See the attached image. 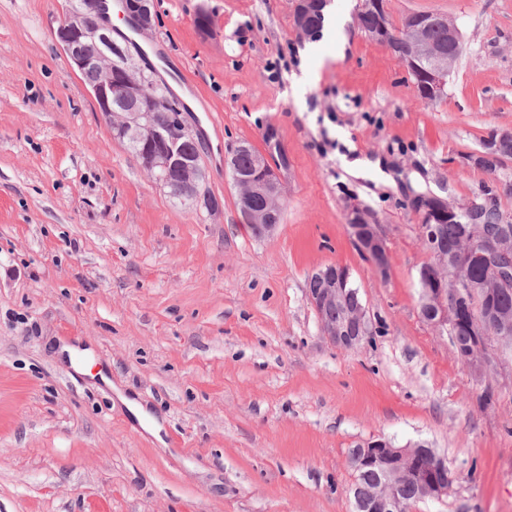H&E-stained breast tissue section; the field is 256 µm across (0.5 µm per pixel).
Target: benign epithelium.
Wrapping results in <instances>:
<instances>
[{
	"instance_id": "benign-epithelium-1",
	"label": "benign epithelium",
	"mask_w": 512,
	"mask_h": 512,
	"mask_svg": "<svg viewBox=\"0 0 512 512\" xmlns=\"http://www.w3.org/2000/svg\"><path fill=\"white\" fill-rule=\"evenodd\" d=\"M322 6V0H296L295 20L297 31L304 32L307 19ZM97 8L107 10L106 0H79L67 19L59 25L56 40L70 62L81 72L92 68L97 81L92 95L99 112L105 117L113 131L120 137H129L134 142L136 154L143 168L152 179L170 194L189 205L204 204L210 210L220 207L218 200L201 197V183L205 170L201 155L184 153L183 139L193 138L186 127L177 135L169 129L164 115L170 110V98L161 86L145 76L128 49L112 40V27L108 25L89 27L84 23L85 14ZM123 16L128 18L141 33L151 31L154 22L153 0H131ZM414 23L407 29L403 40L400 62L407 71L415 75L416 97L424 101H435L446 94L448 75L461 46L462 33L458 24L443 14L415 13ZM439 22L448 26V51L436 48L428 39L429 26ZM364 33L371 39L391 47V28L382 20L378 26L367 28ZM85 43L99 45L98 55L89 58L82 51ZM512 139L511 131L493 132L485 143L484 151L469 155L466 160L473 165L487 158L490 149L501 141ZM267 148L262 153L256 172L242 175L235 168L236 152L246 149L240 144L226 159L232 180L239 189V196H261L266 206L261 211L242 209L247 224H253L264 237L274 235L278 228L276 217L283 205L284 186L281 171L286 165H275L270 154L285 155L282 144L274 130L267 132ZM421 222L423 242L438 259L435 284L424 289L422 304L429 315L428 322L438 330H448L458 321L459 310L468 307L470 296L479 293L489 296L491 290L465 280L464 273L474 258H482L492 271L495 283L506 287L512 283V269L502 261L508 256L507 246L512 244V227L500 224L499 234L491 244L476 242L462 254L452 251L443 253L435 246L436 223L446 219L458 224H487L494 212L488 197H474L458 204L434 195L421 196L413 203ZM350 234L360 252L370 258L381 275L389 268L388 250L377 230L378 221L373 212L365 207L353 206L346 214ZM309 278L321 283L319 288L309 289V299L320 318L322 335L333 345L344 349H355L372 334L366 307L359 303L346 302V288L351 278L350 270L341 265L326 264L311 271ZM458 304L448 306V296ZM343 308L340 317L329 316L337 308ZM470 327L476 343L465 356L466 364L476 377L483 376L492 364L488 355L485 320L475 317ZM353 460L360 468L376 470L381 478L367 512H408L409 507L398 495L400 484L412 480L420 487L421 499L441 500L448 496L457 481L456 473L424 444L396 446L386 438H371L353 449Z\"/></svg>"
}]
</instances>
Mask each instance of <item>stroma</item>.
I'll return each mask as SVG.
<instances>
[{
    "label": "stroma",
    "mask_w": 512,
    "mask_h": 512,
    "mask_svg": "<svg viewBox=\"0 0 512 512\" xmlns=\"http://www.w3.org/2000/svg\"><path fill=\"white\" fill-rule=\"evenodd\" d=\"M359 4L331 0L310 38L294 0H154L137 63L199 133L211 211L157 186L104 120L55 41L68 0H0V512H353L349 451L379 435L457 473L414 512H512V351L491 344L477 379L422 318L432 255L412 207L512 183V160L493 183L466 161L512 131V0H387L393 22L441 13L463 33L446 95L420 104ZM270 128L285 204L259 238L224 160ZM353 205L378 220L387 275L350 236ZM323 264L360 290L372 334L357 349L321 334L306 283Z\"/></svg>",
    "instance_id": "35a3bbf8"
}]
</instances>
